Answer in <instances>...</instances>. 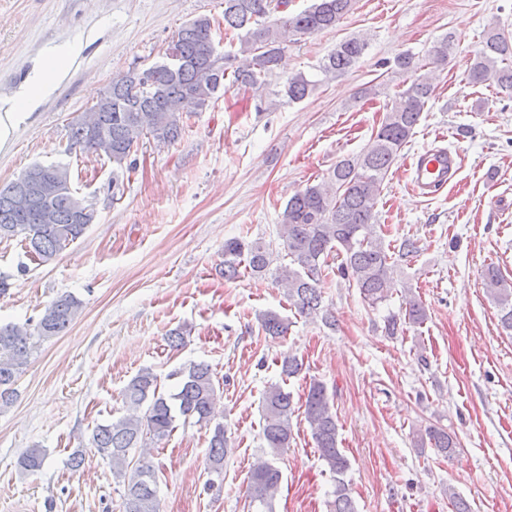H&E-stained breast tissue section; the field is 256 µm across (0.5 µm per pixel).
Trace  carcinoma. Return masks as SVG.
<instances>
[{
  "label": "carcinoma",
  "instance_id": "1",
  "mask_svg": "<svg viewBox=\"0 0 512 512\" xmlns=\"http://www.w3.org/2000/svg\"><path fill=\"white\" fill-rule=\"evenodd\" d=\"M286 5L288 0H224V32H245L239 52L251 56V61L239 68L233 67L236 53L218 52L210 17L195 18L178 31L170 46L171 52L182 59L180 67L173 69L164 60L153 64L146 76L141 69L133 68L112 81L87 115L69 122V150L105 155L112 163L114 176L120 169H132V154L137 152L141 138L149 136L163 144L177 141L185 128L183 115L205 106L227 79L233 85L263 88L278 65L281 43L288 34L310 36L336 27L351 10L353 0H312V4L284 20L269 25L262 22ZM454 48L453 36L444 35L427 50L428 61L424 64L411 53L398 55L395 66L406 76L403 88L396 93L390 111L372 132L366 147L337 161L320 181L307 184L285 204L280 224L290 263L276 269L275 282L284 288L289 306L299 316L336 329V317L323 305L322 291L329 270L334 268L336 276L357 288L371 307L401 293L405 307L386 318V336L392 338L426 320V309L411 294V288L399 290L393 279V267L419 252L418 240L403 237L393 245L387 243L375 221L384 180L435 98L436 87L421 70L447 65ZM366 49L367 42L360 38L341 42L324 59L321 73L327 79L344 73ZM466 78L474 86L512 90V36L490 28ZM316 86L317 82L298 73L285 80L281 93L298 102ZM31 169L42 179V190L29 204L18 202L17 182L0 187V241L18 240L40 265L53 261L81 238L94 223L96 210L73 189L67 166L37 163ZM272 262V250L260 241H224L226 279L237 278L243 264L262 273ZM482 277L500 308L503 331L512 336V281L493 264L484 268ZM81 307L77 297L62 294L44 307L33 324H0V412L15 403L14 384L35 341L64 333ZM289 325L288 319L272 311L260 318L263 333L275 339L287 335ZM280 364L282 375L288 378L298 375L303 367L291 353L283 355ZM169 377L176 380V385L165 390L152 369H141L123 391L126 414L97 425L93 431L94 452L109 460L113 477L123 485L124 512H159L156 467L143 453L133 466L128 458L133 450L148 448L168 436L179 416L213 426L205 469L224 474L225 430L224 424L213 423L216 386L211 367L193 363L173 370ZM300 409L319 457L335 480L330 512H355L344 480L349 461L339 448L336 415L323 383L311 382L300 404L281 385L268 386L263 396L262 425L266 447L277 453L289 446L292 418ZM425 439L447 458L456 453V435L443 428H426ZM46 460L44 449L29 448L19 466L29 472L40 471ZM281 478L279 469L270 463L250 472L249 507L253 512H274L273 500Z\"/></svg>",
  "mask_w": 512,
  "mask_h": 512
}]
</instances>
